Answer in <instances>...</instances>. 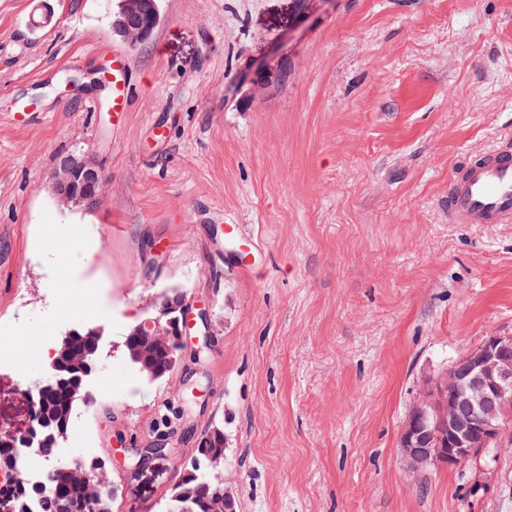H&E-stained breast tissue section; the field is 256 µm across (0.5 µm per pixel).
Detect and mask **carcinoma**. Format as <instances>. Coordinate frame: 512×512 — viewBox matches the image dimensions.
<instances>
[{"instance_id":"carcinoma-1","label":"carcinoma","mask_w":512,"mask_h":512,"mask_svg":"<svg viewBox=\"0 0 512 512\" xmlns=\"http://www.w3.org/2000/svg\"><path fill=\"white\" fill-rule=\"evenodd\" d=\"M80 335L73 338L67 350H56L50 361V372L55 374L53 386L45 392L37 405L40 414L51 419H72L82 401L75 398L76 389L86 388L87 370L80 365L89 363L100 355V344L88 340L79 329ZM150 367L154 370L152 380H163L175 368L171 355L165 349L152 353ZM32 441L44 453L54 456L60 440L46 437L40 425L34 426ZM22 445L0 441V468L11 469L21 465ZM224 452V433L214 427L202 433L197 439L196 456L193 462L182 467L178 481L173 485L165 512H213L215 505L235 496L224 479V467L211 464V457ZM72 464H53L41 476L38 483L28 482L16 498V512H29V504L35 500L41 505L38 512H90L93 498L106 489L104 482L97 478L88 484L76 476Z\"/></svg>"}]
</instances>
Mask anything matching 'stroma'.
I'll list each match as a JSON object with an SVG mask.
<instances>
[{
  "label": "stroma",
  "instance_id": "stroma-1",
  "mask_svg": "<svg viewBox=\"0 0 512 512\" xmlns=\"http://www.w3.org/2000/svg\"><path fill=\"white\" fill-rule=\"evenodd\" d=\"M113 5L0 0V434L43 349L101 325L55 458L101 463L114 512H164L216 426L237 512H512V447L419 475L397 448L425 377L512 332V224L448 221L450 173L512 142V0H160L137 48ZM72 152L106 175L93 209L55 201ZM171 288L208 342L153 382L122 343ZM129 60L124 54H112V70L106 77L112 86V112H125L130 97V85L127 82Z\"/></svg>",
  "mask_w": 512,
  "mask_h": 512
}]
</instances>
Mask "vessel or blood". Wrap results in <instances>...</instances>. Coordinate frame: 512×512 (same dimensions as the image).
Returning a JSON list of instances; mask_svg holds the SVG:
<instances>
[{
    "label": "vessel or blood",
    "instance_id": "obj_1",
    "mask_svg": "<svg viewBox=\"0 0 512 512\" xmlns=\"http://www.w3.org/2000/svg\"><path fill=\"white\" fill-rule=\"evenodd\" d=\"M129 60L112 57L107 77L112 86V109L125 111L130 85ZM448 219L457 224L512 223V151L500 149L468 162L453 178L448 191Z\"/></svg>",
    "mask_w": 512,
    "mask_h": 512
}]
</instances>
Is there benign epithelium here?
<instances>
[{
    "mask_svg": "<svg viewBox=\"0 0 512 512\" xmlns=\"http://www.w3.org/2000/svg\"><path fill=\"white\" fill-rule=\"evenodd\" d=\"M160 24L159 0H118L112 33L135 47L149 41ZM60 205L78 208L105 183L102 169L87 157H68L52 174ZM190 313L182 292L171 298L156 295L147 317L125 336L144 346L131 349L141 357L148 348L163 347L178 337L184 347L190 333L184 328ZM53 384L48 374L28 392L29 422L37 418L35 394ZM512 441V333L495 332L459 355L448 370L428 377L420 388L398 437L406 468L413 474L429 469L464 468L481 453L489 454Z\"/></svg>",
    "mask_w": 512,
    "mask_h": 512,
    "instance_id": "7a95c632",
    "label": "benign epithelium"
}]
</instances>
